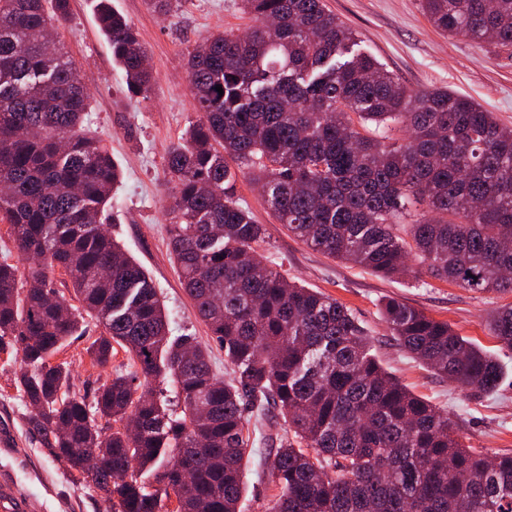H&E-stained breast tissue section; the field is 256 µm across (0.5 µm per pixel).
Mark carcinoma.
Returning <instances> with one entry per match:
<instances>
[{"label": "carcinoma", "mask_w": 512, "mask_h": 512, "mask_svg": "<svg viewBox=\"0 0 512 512\" xmlns=\"http://www.w3.org/2000/svg\"><path fill=\"white\" fill-rule=\"evenodd\" d=\"M242 5L254 21L247 34L187 47L198 117L166 155L169 254L224 346L225 383L197 337L169 335L157 289L101 223L122 170L84 128L90 95L78 65L48 48L70 0H0V223L19 258L44 257L25 273L0 261V352L30 366L16 379L30 428L112 512H162L171 499L175 512H237L246 414L266 419L271 407L284 430L271 438L280 491L270 512H512V454L467 446L448 414L369 354L346 305L267 265L265 225L234 199L239 171L324 255L383 277L426 272L512 293V128L447 88L409 92L352 53L356 33L324 0ZM422 5L449 37L512 46V0ZM97 22L127 93L147 97L156 76L135 26L111 0H98ZM57 270L80 307L57 295ZM87 316L103 329L87 348L93 364L118 347L133 361L90 396L55 360ZM382 317L439 376L499 390L498 360L448 322L396 298ZM488 327L512 349V304ZM94 451L101 462L85 472ZM118 470L128 479L114 481Z\"/></svg>", "instance_id": "cac0c4a2"}]
</instances>
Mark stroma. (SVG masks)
Instances as JSON below:
<instances>
[{"instance_id": "35a3bbf8", "label": "stroma", "mask_w": 512, "mask_h": 512, "mask_svg": "<svg viewBox=\"0 0 512 512\" xmlns=\"http://www.w3.org/2000/svg\"><path fill=\"white\" fill-rule=\"evenodd\" d=\"M70 4L60 39L90 88L85 126L106 141L123 169L108 230L153 279L169 312L173 335L197 337L211 352L214 374L228 379L224 351L184 294L168 253L165 159L169 146L197 117L186 80V46L217 31L246 30L253 21L243 13L241 0H182L181 9L166 17L153 12L147 0H112L138 30L157 74L150 96L143 99L126 91L123 74L98 28L97 0H70ZM326 4L357 33L355 52L375 57L407 88H448L512 127L511 47L448 38L428 20L421 0H326ZM236 196L267 228L263 252L270 265L349 307L372 338V355L415 394L448 412L467 445L489 453H512V350L502 347L487 327L496 308L512 303V294L474 293L433 278L423 284L377 276L328 258L291 235L246 177L238 178ZM390 297L448 321L496 356L506 371L500 391L462 393L403 350L381 314L382 302ZM101 331L95 321H88L85 335L72 338L59 354L70 364L77 392L89 391L130 366L121 351L105 366L92 365L87 348ZM26 369L21 357L0 353V487L11 491L21 512H109L101 494L76 482L65 463L30 430V407L14 385ZM254 452L257 462L245 468L238 512H266L277 489L263 464L268 443L257 439Z\"/></svg>"}]
</instances>
